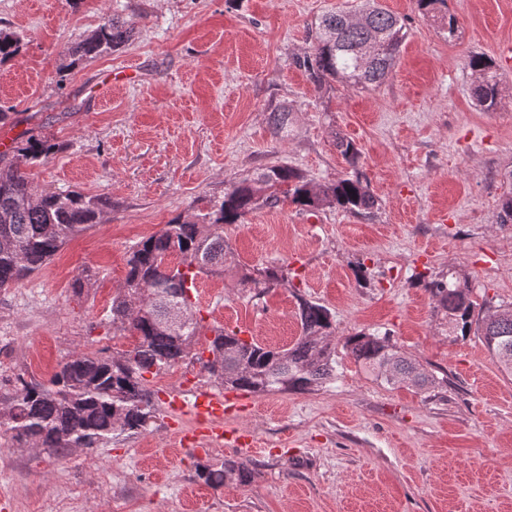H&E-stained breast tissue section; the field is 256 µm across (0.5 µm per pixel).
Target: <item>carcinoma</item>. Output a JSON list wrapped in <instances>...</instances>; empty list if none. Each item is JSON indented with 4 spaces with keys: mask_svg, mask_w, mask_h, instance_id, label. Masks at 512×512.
Masks as SVG:
<instances>
[{
    "mask_svg": "<svg viewBox=\"0 0 512 512\" xmlns=\"http://www.w3.org/2000/svg\"><path fill=\"white\" fill-rule=\"evenodd\" d=\"M132 29L123 19L108 15L89 36L65 48L75 67L124 46ZM405 39L401 19L364 0L358 15H323L309 34L310 47L294 59L314 84L340 81L352 88L382 83L394 69ZM18 34L0 29V62L16 56ZM473 96L485 111L496 109L499 81L489 61L473 56ZM336 150L350 168L345 177L314 186L290 166H270L252 179L235 183L220 199L209 200L189 218L177 216L160 232L140 240L127 259L123 290L112 299L108 322L112 328L136 337L130 350L109 358L83 353L63 362L46 383L15 374L13 391L0 405V437L17 448H40L65 456L74 448H102L115 432L146 428L155 413L156 393L146 375H158L192 357L209 378L224 388L254 394L304 391L336 376L335 320L316 302L299 299L302 336L287 350L246 340L234 331L214 330L205 351L191 354L200 333V319L188 295L187 283L202 273L224 267V225L240 224L261 206H276L285 198L303 210L337 207L351 213L374 208L376 199L360 169L355 143L336 136ZM55 145L48 137L31 135L18 149L28 165L49 157ZM502 195L500 223H512V172ZM107 206L99 196L78 191L34 192L21 164L0 166V289L22 283L52 258L73 235L100 223ZM179 257L171 266L168 258ZM257 293L288 281L278 268H262L242 277ZM436 310L448 317V341L475 330L487 349L512 370V303L475 315L468 283L446 277L424 282ZM344 347L365 370L388 385L410 383L420 389L440 384L404 357L386 335L356 333L344 338ZM209 357H204V353ZM198 478L212 488L232 475L245 481L249 469L226 459L224 464L202 465Z\"/></svg>",
    "mask_w": 512,
    "mask_h": 512,
    "instance_id": "carcinoma-1",
    "label": "carcinoma"
}]
</instances>
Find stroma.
Instances as JSON below:
<instances>
[{
	"mask_svg": "<svg viewBox=\"0 0 512 512\" xmlns=\"http://www.w3.org/2000/svg\"><path fill=\"white\" fill-rule=\"evenodd\" d=\"M362 0H0V29L20 34L0 62V157L29 130L57 145L27 172L37 190L108 202L101 223L42 268L0 290V394L15 373L47 380L68 357L128 350L107 314L142 238L260 169L290 164L308 181L342 178L334 145L362 152L376 207L352 214L289 202L225 226L224 269L198 277L202 336L249 331L291 347L298 300L330 309L336 336L382 332L427 373L424 392L376 381L345 350L336 378L307 391L243 394L224 443L182 447L194 420L159 403L146 429L63 457L0 439V512H512V373L480 336L448 340L421 285L453 273L478 308L512 302V224L499 221L512 171V0H379L406 37L383 84L316 86L295 67L328 11ZM133 30L112 54L69 67L64 49L108 15ZM454 15L455 32L442 15ZM501 86L497 110L471 95V56ZM112 91L99 97L104 76ZM290 111L275 133L272 112ZM276 266L287 283L255 296L242 271ZM91 281L75 290L79 274ZM249 434L250 445L235 444ZM233 459L252 474L214 489L197 467Z\"/></svg>",
	"mask_w": 512,
	"mask_h": 512,
	"instance_id": "stroma-1",
	"label": "stroma"
}]
</instances>
